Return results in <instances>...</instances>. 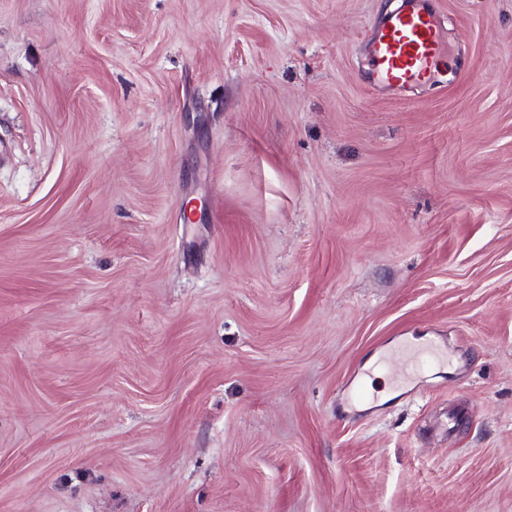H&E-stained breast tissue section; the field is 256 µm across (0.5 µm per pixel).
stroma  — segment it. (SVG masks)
<instances>
[{
	"label": "stroma",
	"mask_w": 512,
	"mask_h": 512,
	"mask_svg": "<svg viewBox=\"0 0 512 512\" xmlns=\"http://www.w3.org/2000/svg\"><path fill=\"white\" fill-rule=\"evenodd\" d=\"M391 2L0 0V512H512V0ZM390 16L371 39L372 77L407 89L431 74L447 54L442 26L420 0Z\"/></svg>",
	"instance_id": "obj_1"
}]
</instances>
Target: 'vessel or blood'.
Returning <instances> with one entry per match:
<instances>
[{
  "mask_svg": "<svg viewBox=\"0 0 512 512\" xmlns=\"http://www.w3.org/2000/svg\"><path fill=\"white\" fill-rule=\"evenodd\" d=\"M446 53L439 21L420 0H406L405 8L390 16L371 39L372 76L407 89L430 75Z\"/></svg>",
  "mask_w": 512,
  "mask_h": 512,
  "instance_id": "obj_1",
  "label": "vessel or blood"
}]
</instances>
